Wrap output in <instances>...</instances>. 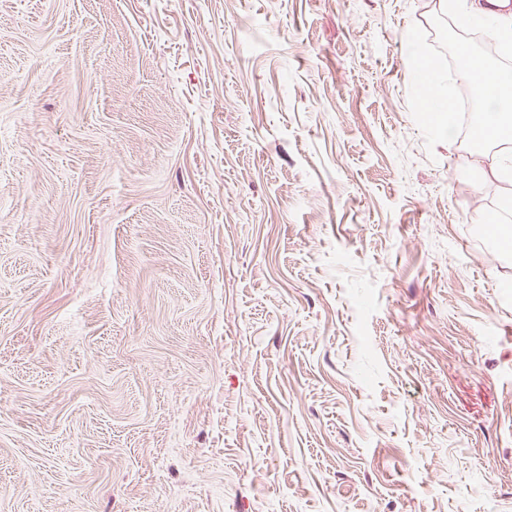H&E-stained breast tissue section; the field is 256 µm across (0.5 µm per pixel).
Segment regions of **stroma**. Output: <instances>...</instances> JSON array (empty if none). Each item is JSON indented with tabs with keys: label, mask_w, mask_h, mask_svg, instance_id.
Masks as SVG:
<instances>
[{
	"label": "stroma",
	"mask_w": 512,
	"mask_h": 512,
	"mask_svg": "<svg viewBox=\"0 0 512 512\" xmlns=\"http://www.w3.org/2000/svg\"><path fill=\"white\" fill-rule=\"evenodd\" d=\"M439 12L0 0V512H512V183L411 115Z\"/></svg>",
	"instance_id": "obj_1"
}]
</instances>
